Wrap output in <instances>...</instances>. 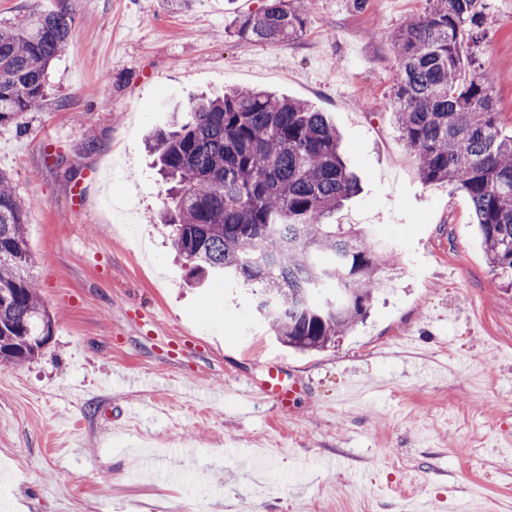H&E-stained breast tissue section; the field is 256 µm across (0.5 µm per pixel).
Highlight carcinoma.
<instances>
[{
    "instance_id": "obj_1",
    "label": "carcinoma",
    "mask_w": 512,
    "mask_h": 512,
    "mask_svg": "<svg viewBox=\"0 0 512 512\" xmlns=\"http://www.w3.org/2000/svg\"><path fill=\"white\" fill-rule=\"evenodd\" d=\"M424 12L393 32L398 65L394 123L422 181L470 200L493 271L512 275V134L482 70L483 0H425ZM302 13L286 0L240 19L239 41L297 36ZM66 9L0 21V125L24 127L45 102L47 70L68 46ZM150 149L170 187L161 223L191 279L215 276L254 292L276 339L298 352L324 350L362 321L378 268L397 254L367 231L327 224L358 191L324 113L257 89L189 103L181 124ZM27 206L0 172V366L39 355L55 317L29 276Z\"/></svg>"
}]
</instances>
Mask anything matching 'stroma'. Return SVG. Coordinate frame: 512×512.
Here are the masks:
<instances>
[{"label":"stroma","mask_w":512,"mask_h":512,"mask_svg":"<svg viewBox=\"0 0 512 512\" xmlns=\"http://www.w3.org/2000/svg\"><path fill=\"white\" fill-rule=\"evenodd\" d=\"M63 3L74 33L45 106L0 126L56 315L37 357L0 367V512H512V290L469 200L421 181L392 117L390 37L422 0H293L305 29L275 45L233 35L264 0H0V19ZM483 28L511 130L512 0H486ZM257 87L327 114L359 178L332 223L400 252L369 317L321 352L278 344L236 284L188 287L158 222L148 134ZM272 360L286 412L240 396Z\"/></svg>","instance_id":"35a3bbf8"}]
</instances>
